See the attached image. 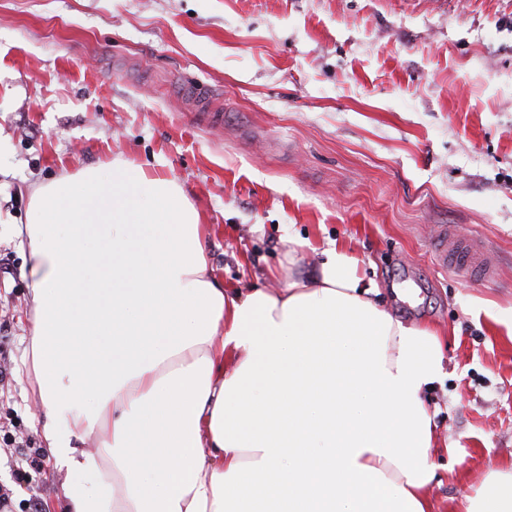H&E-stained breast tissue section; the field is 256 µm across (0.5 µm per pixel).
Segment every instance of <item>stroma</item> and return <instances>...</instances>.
I'll list each match as a JSON object with an SVG mask.
<instances>
[{
	"label": "stroma",
	"mask_w": 512,
	"mask_h": 512,
	"mask_svg": "<svg viewBox=\"0 0 512 512\" xmlns=\"http://www.w3.org/2000/svg\"><path fill=\"white\" fill-rule=\"evenodd\" d=\"M204 88L224 127L183 96ZM128 162L175 180L216 279L282 287L334 241L444 337L433 512L512 466V0H0V492L55 503L15 236L37 185ZM447 225L488 276L439 268ZM29 473L19 480V470Z\"/></svg>",
	"instance_id": "obj_1"
}]
</instances>
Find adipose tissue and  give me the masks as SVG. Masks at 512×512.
<instances>
[{
  "label": "adipose tissue",
  "mask_w": 512,
  "mask_h": 512,
  "mask_svg": "<svg viewBox=\"0 0 512 512\" xmlns=\"http://www.w3.org/2000/svg\"><path fill=\"white\" fill-rule=\"evenodd\" d=\"M29 206L43 436L99 482L68 483L62 512H432L442 338L385 310L348 250L281 288H225L181 187L125 162ZM90 435L107 459L78 448ZM459 512H512V468Z\"/></svg>",
  "instance_id": "adipose-tissue-1"
}]
</instances>
